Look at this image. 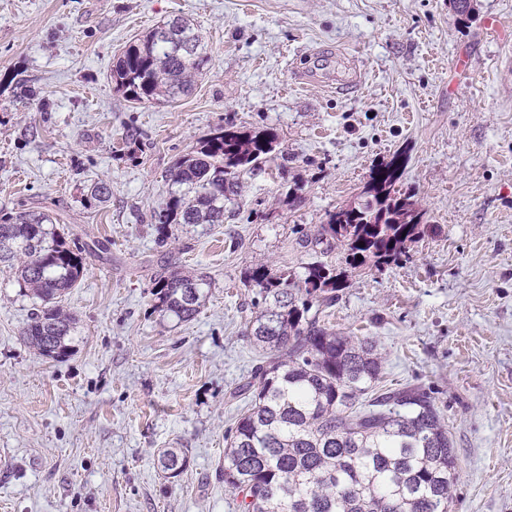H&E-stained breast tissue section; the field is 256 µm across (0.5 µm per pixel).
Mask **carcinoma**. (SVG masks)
<instances>
[{
	"instance_id": "obj_1",
	"label": "carcinoma",
	"mask_w": 512,
	"mask_h": 512,
	"mask_svg": "<svg viewBox=\"0 0 512 512\" xmlns=\"http://www.w3.org/2000/svg\"><path fill=\"white\" fill-rule=\"evenodd\" d=\"M211 56L194 25L170 18L130 43L112 68L116 91L139 104L174 102ZM271 131L217 128L179 157L166 198L150 214L159 244L174 224H222L224 206L240 189L239 177L275 151ZM402 162L377 166L359 200L329 214L320 240L345 247L355 273L398 262L424 228V213L396 188ZM110 188L95 183L85 202H108ZM48 213L21 210L0 215V266L40 301L24 329L41 356L67 357L74 318L60 299L86 271L85 247L69 245L48 229ZM346 272L314 262L305 277L255 265L249 281L261 309L247 336L266 354L241 390L252 394L224 450V486L241 496L243 512H448L456 455L434 398L418 386L366 395L382 375V357L369 337L344 336L308 316L314 299L330 306ZM206 281L172 270L154 279L161 311L190 322L202 306ZM185 470L180 448L159 455Z\"/></svg>"
}]
</instances>
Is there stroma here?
I'll return each mask as SVG.
<instances>
[{
  "label": "stroma",
  "mask_w": 512,
  "mask_h": 512,
  "mask_svg": "<svg viewBox=\"0 0 512 512\" xmlns=\"http://www.w3.org/2000/svg\"><path fill=\"white\" fill-rule=\"evenodd\" d=\"M472 5L464 23L448 0H0V211L110 242L62 302L61 360L23 340L38 301L0 268V512H239L220 470L247 406L232 393L264 361L249 271L343 268V246L312 240L398 153L427 230L311 311L376 340L381 387L433 393L457 455L449 512H512V37L489 26L512 28V0ZM175 15L209 70L177 102L133 104L112 65ZM340 59L360 83L335 89ZM220 126L274 130L275 163L242 175L223 223L158 244L171 167ZM100 180L110 201L85 206ZM167 269L206 277L193 321L157 309ZM166 448L188 455L178 477Z\"/></svg>",
  "instance_id": "obj_1"
}]
</instances>
